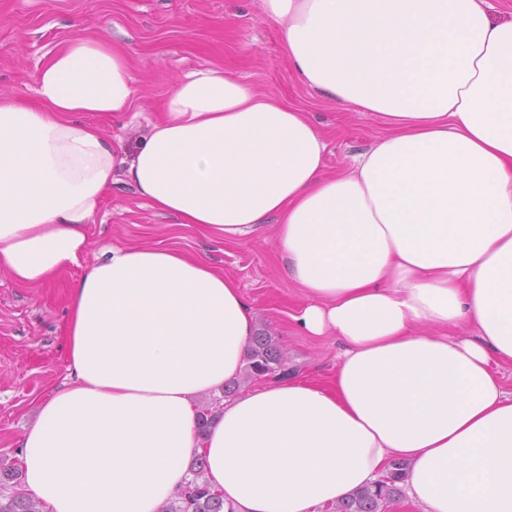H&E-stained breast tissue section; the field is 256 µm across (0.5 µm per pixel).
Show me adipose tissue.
Returning a JSON list of instances; mask_svg holds the SVG:
<instances>
[{
  "mask_svg": "<svg viewBox=\"0 0 512 512\" xmlns=\"http://www.w3.org/2000/svg\"><path fill=\"white\" fill-rule=\"evenodd\" d=\"M291 71L387 130L325 169L308 112L214 69L180 79L135 150L76 120L130 111L126 54L74 37L38 105L0 97V269L40 286L79 264L115 174L208 236L274 226L309 336L341 345L323 385L227 399L256 332L237 283L172 249L111 245L73 284L66 382L20 442L48 512H155L204 456L224 512H314L388 465L422 512H512V20L491 0H261ZM471 325L472 339L448 331Z\"/></svg>",
  "mask_w": 512,
  "mask_h": 512,
  "instance_id": "obj_1",
  "label": "adipose tissue"
}]
</instances>
